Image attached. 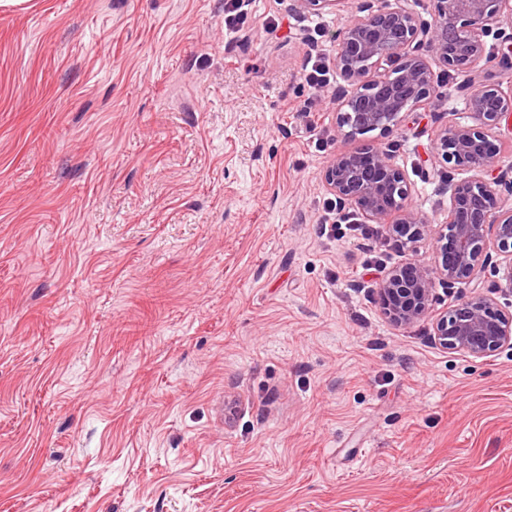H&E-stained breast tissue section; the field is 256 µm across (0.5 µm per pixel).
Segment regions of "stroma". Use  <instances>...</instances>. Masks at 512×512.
<instances>
[{
	"instance_id": "1",
	"label": "stroma",
	"mask_w": 512,
	"mask_h": 512,
	"mask_svg": "<svg viewBox=\"0 0 512 512\" xmlns=\"http://www.w3.org/2000/svg\"><path fill=\"white\" fill-rule=\"evenodd\" d=\"M250 0L0 5V512H512V349L392 325L377 264L316 226L333 108L299 114L313 18ZM365 134L427 222L464 107ZM512 311L500 261L455 287Z\"/></svg>"
}]
</instances>
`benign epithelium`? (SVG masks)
<instances>
[{"label":"benign epithelium","instance_id":"1","mask_svg":"<svg viewBox=\"0 0 512 512\" xmlns=\"http://www.w3.org/2000/svg\"><path fill=\"white\" fill-rule=\"evenodd\" d=\"M348 0H291L300 14L332 13ZM430 24L410 6L393 0L385 7L361 0L355 15L335 34L336 70L342 80L335 94L336 128L345 138L379 131L395 133L401 114L430 105L437 78L427 56L466 77L461 94L468 121L439 130L434 158L461 165L469 176L448 184V212L436 238L431 263L414 258L416 243L427 225L412 203L405 171L376 145L336 153L323 168L327 191L365 224H382L389 235L409 246L411 255L390 269L376 293L383 314L396 326L411 325L431 314L436 283L449 286L476 279L493 257L512 270V207H505L500 187L512 189V168L498 164L494 140L501 122H512V92L477 83L474 75L490 60L485 38L495 32L503 40L502 57L512 56V33L503 24L512 19V0H436ZM395 62L396 76L381 72ZM434 339L453 353L486 358L512 347V311L498 307L485 293L451 305L433 319Z\"/></svg>","mask_w":512,"mask_h":512}]
</instances>
